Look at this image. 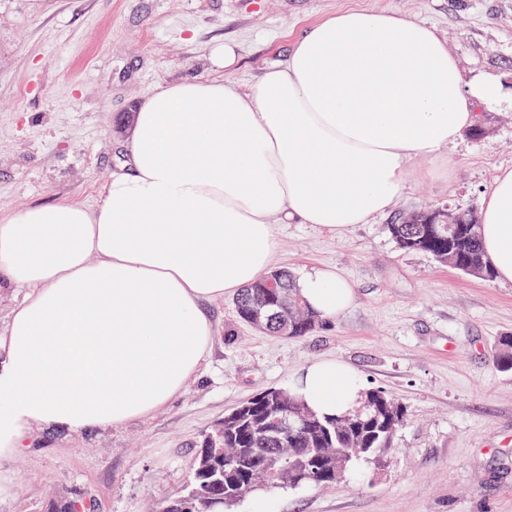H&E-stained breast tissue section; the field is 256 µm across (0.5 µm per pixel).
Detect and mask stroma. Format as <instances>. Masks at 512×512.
Masks as SVG:
<instances>
[{
  "label": "stroma",
  "instance_id": "stroma-1",
  "mask_svg": "<svg viewBox=\"0 0 512 512\" xmlns=\"http://www.w3.org/2000/svg\"><path fill=\"white\" fill-rule=\"evenodd\" d=\"M349 7L399 9L436 29L464 81L512 87V0H0V212L95 207L154 90L194 78L247 85ZM219 42L236 48L231 68L211 65ZM476 126L438 160L410 162L404 196L369 223L341 235L275 225V266L337 270L356 286L351 309L285 338L239 324L233 297L206 304L210 355L184 392L120 427L32 428L25 448L0 458V512H48L80 492L97 512H160L225 414L321 359L402 403L391 449L336 485L252 494L228 512H512V370L496 359L512 336V284L401 251L387 231L414 211H480L497 170L512 167V106L479 109Z\"/></svg>",
  "mask_w": 512,
  "mask_h": 512
}]
</instances>
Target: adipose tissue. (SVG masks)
Masks as SVG:
<instances>
[{
	"mask_svg": "<svg viewBox=\"0 0 512 512\" xmlns=\"http://www.w3.org/2000/svg\"><path fill=\"white\" fill-rule=\"evenodd\" d=\"M505 100L496 81L464 85L436 30L397 9L329 14L244 88H158L96 207L0 214V280L28 291L0 331V458L36 425L119 427L171 402L209 352L204 302L260 277L277 251L274 221L342 233L388 213L411 160L433 161L479 106ZM481 222L498 279L512 282V168L484 195ZM298 287L326 318L355 299L331 269ZM290 390L332 416L365 386L326 359Z\"/></svg>",
	"mask_w": 512,
	"mask_h": 512,
	"instance_id": "obj_1",
	"label": "adipose tissue"
}]
</instances>
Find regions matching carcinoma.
<instances>
[{
	"label": "carcinoma",
	"instance_id": "carcinoma-1",
	"mask_svg": "<svg viewBox=\"0 0 512 512\" xmlns=\"http://www.w3.org/2000/svg\"><path fill=\"white\" fill-rule=\"evenodd\" d=\"M438 215L445 212H414L388 225V231L403 251L426 253L468 276L494 278L476 216L464 214L466 224H437ZM234 307L238 321L247 326L262 308L266 331L272 335L285 326L293 337L306 336L324 324L296 290L293 276L282 269L268 271L245 289ZM497 363L512 369V340L507 337L499 343ZM227 418L228 426L205 435L188 488L167 499L162 512H224L249 496L255 485L268 490L332 486L336 476L390 447L405 411L385 391L371 389L359 409L328 417L279 388L274 394H256ZM95 507L91 497L77 495L57 503L52 512H95Z\"/></svg>",
	"mask_w": 512,
	"mask_h": 512
}]
</instances>
